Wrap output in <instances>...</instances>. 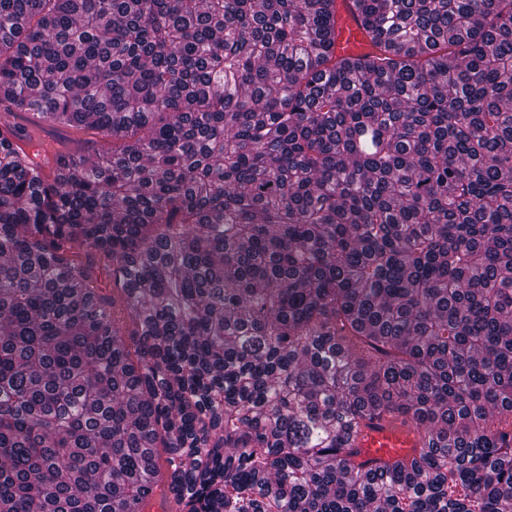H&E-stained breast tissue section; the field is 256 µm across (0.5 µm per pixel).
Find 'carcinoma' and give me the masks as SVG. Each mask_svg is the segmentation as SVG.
Listing matches in <instances>:
<instances>
[{
	"label": "carcinoma",
	"instance_id": "carcinoma-1",
	"mask_svg": "<svg viewBox=\"0 0 512 512\" xmlns=\"http://www.w3.org/2000/svg\"><path fill=\"white\" fill-rule=\"evenodd\" d=\"M352 3L0 0V512H512V0ZM337 5L336 54L344 55L367 52L370 45L354 18L352 0H338ZM92 140H96L95 135L91 131L85 130H54L47 128L45 132L41 133V143L44 150L52 153L61 149L63 143L74 149H82L81 153L88 166L103 161L102 155H99L100 151H98L100 146L96 145L94 148H88L86 142ZM416 444L412 430L389 418L375 421L373 427L364 428L358 438L360 461L389 460L408 453Z\"/></svg>",
	"mask_w": 512,
	"mask_h": 512
}]
</instances>
